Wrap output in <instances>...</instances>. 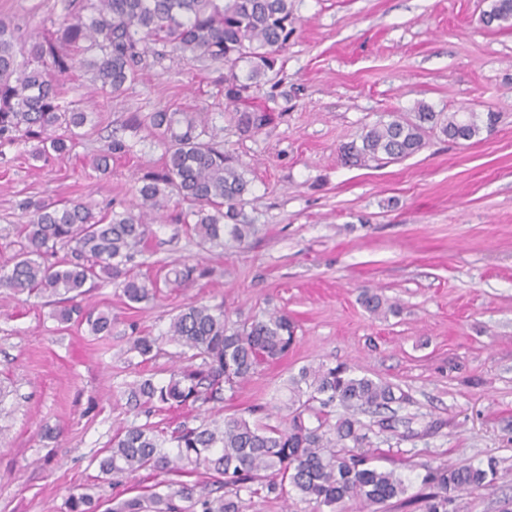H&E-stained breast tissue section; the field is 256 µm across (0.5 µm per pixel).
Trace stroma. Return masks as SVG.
Returning <instances> with one entry per match:
<instances>
[{"mask_svg":"<svg viewBox=\"0 0 512 512\" xmlns=\"http://www.w3.org/2000/svg\"><path fill=\"white\" fill-rule=\"evenodd\" d=\"M490 0H295L296 33L274 81L253 90L272 123L241 135L224 111L222 77L160 48L152 66L117 98L93 95L82 72L68 80L94 121L69 156L49 164L26 147L0 162V267L18 248L13 227L26 202L79 199L116 211L161 148L130 127L134 113L206 112L216 141L247 167L242 208L256 234L206 252L171 218L150 224L133 271L198 263L207 277L128 307L114 284L89 302L110 307L109 338L59 325L44 299L0 293V512H66L70 493L112 486L98 460L133 420L122 391L139 374L164 381L169 356L137 364L132 327L158 336L192 301L223 304L230 321L288 312L295 341L225 398L222 414L272 402L306 365L343 364L398 385L410 401L369 453L420 489L427 468L496 458L493 487L461 493L448 512H512V26H484ZM68 0H0L21 39L61 18ZM425 103L437 112L499 113L468 142L430 138L418 153L365 167L345 165L341 145L392 112ZM132 149L107 173L92 159L109 134ZM398 302L384 318L361 304L364 290Z\"/></svg>","mask_w":512,"mask_h":512,"instance_id":"35a3bbf8","label":"stroma"}]
</instances>
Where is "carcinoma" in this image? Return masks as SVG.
Here are the masks:
<instances>
[{
  "instance_id": "1",
  "label": "carcinoma",
  "mask_w": 512,
  "mask_h": 512,
  "mask_svg": "<svg viewBox=\"0 0 512 512\" xmlns=\"http://www.w3.org/2000/svg\"><path fill=\"white\" fill-rule=\"evenodd\" d=\"M296 21L293 0H83L54 30L21 44L14 26L0 18V158L21 145L29 146L34 161L70 153L90 122L82 100L67 98L70 74L79 70L93 90L117 94L150 69L156 43L187 60L224 66V111L241 133H258L269 114L242 102L275 71ZM483 21L511 22L512 0H492ZM241 62L248 64L243 80L237 73ZM497 120L495 112L447 114L421 104L412 117L391 113L340 153L354 165L401 160L419 152L436 130L456 142L470 141ZM132 122L162 148L160 168L139 178L135 203L121 212H97L79 201L32 202L28 223L16 225L20 248L12 265L0 268L1 289L46 298L60 324H85L100 338L112 335V311L80 301L97 282L115 283L132 305L155 299L163 285L186 287L206 275L186 262L167 268L161 280L131 273L127 265L142 251L152 221L185 203L178 221L203 247L240 244L256 231L241 208L250 181L239 160L213 141L208 113L158 110L137 114ZM131 149L124 139L112 138L95 169L107 171L113 156ZM59 245L69 247L71 256L56 258ZM362 304L373 314L395 311L394 304L366 291ZM295 329L288 313L277 310L230 324L222 305L180 308L162 337L180 347L181 365L166 381L143 374L127 384L123 394L146 421L118 428L98 462L114 486L141 471L163 480L140 495L115 494L106 512H242L243 492L279 499L293 493L318 510L338 512L348 500L384 505L404 494L396 471L354 452L371 446L376 435L358 414H379L407 401L390 383L356 376L345 366L310 365L283 387L279 408L288 410L287 428L258 422L256 408L247 415L214 413L224 392H234L288 352ZM160 338L136 331L130 351L149 362L160 351ZM332 403L344 408L334 422L324 412ZM180 409L207 416L196 426L162 417ZM192 474L210 475L211 486L180 480ZM497 474L493 459L484 468H429L422 478L428 491L417 498L421 512H448L459 493L487 488ZM99 507L90 489L66 501L67 512Z\"/></svg>"
}]
</instances>
